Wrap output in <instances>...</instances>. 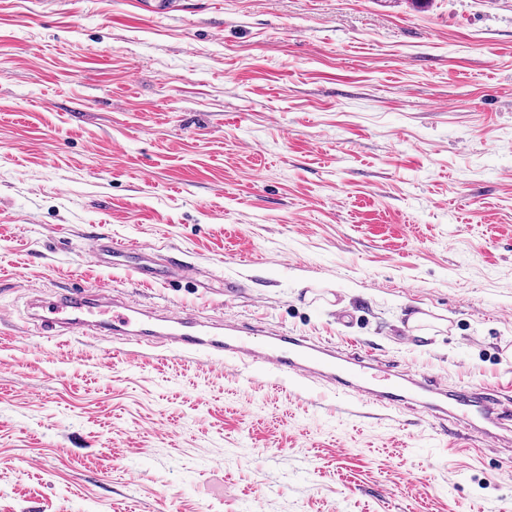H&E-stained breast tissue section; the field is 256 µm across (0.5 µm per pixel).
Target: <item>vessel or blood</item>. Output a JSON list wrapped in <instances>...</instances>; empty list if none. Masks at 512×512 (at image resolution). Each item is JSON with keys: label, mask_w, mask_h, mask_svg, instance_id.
Segmentation results:
<instances>
[{"label": "vessel or blood", "mask_w": 512, "mask_h": 512, "mask_svg": "<svg viewBox=\"0 0 512 512\" xmlns=\"http://www.w3.org/2000/svg\"><path fill=\"white\" fill-rule=\"evenodd\" d=\"M142 245L102 238L94 262L145 253ZM32 319L49 338L60 336L128 337L133 350L179 352L211 362L265 372L312 387H323L362 405L392 408L411 403L427 410L440 428L466 425L484 446H493L499 430L512 424V396L498 388L449 389L447 381L412 368L374 362L359 351L341 352L303 336L272 333L259 340L258 327L200 319L175 306L165 314L115 302L111 289L94 293L75 286L47 299H31Z\"/></svg>", "instance_id": "obj_1"}]
</instances>
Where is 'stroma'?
I'll list each match as a JSON object with an SVG mask.
<instances>
[{
	"label": "stroma",
	"instance_id": "obj_1",
	"mask_svg": "<svg viewBox=\"0 0 512 512\" xmlns=\"http://www.w3.org/2000/svg\"><path fill=\"white\" fill-rule=\"evenodd\" d=\"M78 284L512 387V0H0V512H512L420 410L27 324ZM101 243L99 248L94 251L90 257L96 263L105 262V256L112 257V264L118 265L114 262V258L125 257V256H139L140 254H151L154 250L152 247L144 245H131L123 242L112 241V239L104 236L100 239Z\"/></svg>",
	"mask_w": 512,
	"mask_h": 512
}]
</instances>
